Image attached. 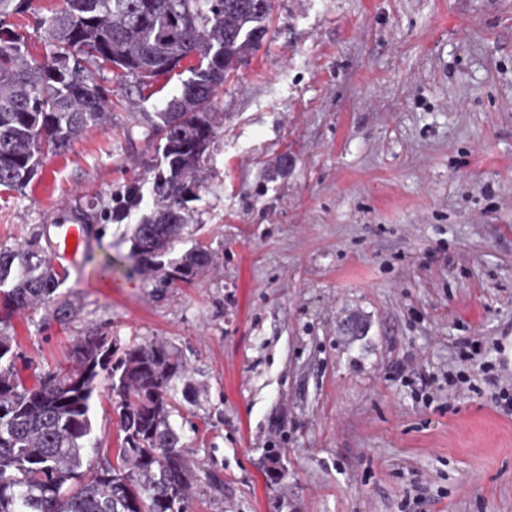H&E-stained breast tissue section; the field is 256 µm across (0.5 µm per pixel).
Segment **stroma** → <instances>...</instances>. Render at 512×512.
<instances>
[{
	"label": "stroma",
	"instance_id": "stroma-1",
	"mask_svg": "<svg viewBox=\"0 0 512 512\" xmlns=\"http://www.w3.org/2000/svg\"><path fill=\"white\" fill-rule=\"evenodd\" d=\"M106 124L0 192V249L148 185L156 147L111 70ZM189 208L205 278L133 272L138 209L87 227L63 290L77 316L4 317L28 385L78 338L165 342L189 512H512V0H274L215 101ZM93 407L97 467L120 443Z\"/></svg>",
	"mask_w": 512,
	"mask_h": 512
}]
</instances>
